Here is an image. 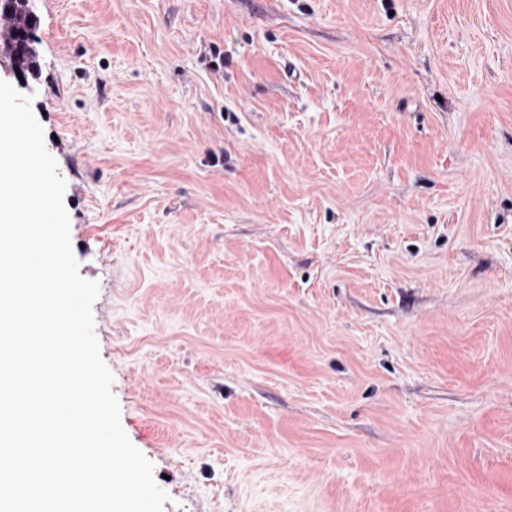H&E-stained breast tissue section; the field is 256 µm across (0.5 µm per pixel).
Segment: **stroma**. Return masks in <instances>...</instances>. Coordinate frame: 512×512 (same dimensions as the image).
<instances>
[{"label": "stroma", "mask_w": 512, "mask_h": 512, "mask_svg": "<svg viewBox=\"0 0 512 512\" xmlns=\"http://www.w3.org/2000/svg\"><path fill=\"white\" fill-rule=\"evenodd\" d=\"M121 424L164 512H512V0H34Z\"/></svg>", "instance_id": "stroma-1"}]
</instances>
